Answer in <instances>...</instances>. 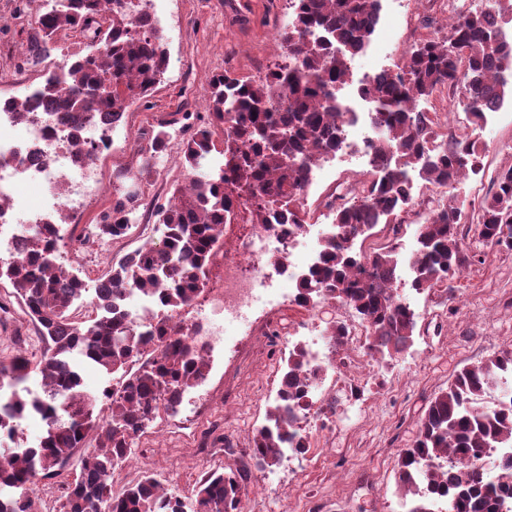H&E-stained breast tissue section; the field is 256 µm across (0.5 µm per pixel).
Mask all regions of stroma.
<instances>
[{
  "label": "stroma",
  "mask_w": 512,
  "mask_h": 512,
  "mask_svg": "<svg viewBox=\"0 0 512 512\" xmlns=\"http://www.w3.org/2000/svg\"><path fill=\"white\" fill-rule=\"evenodd\" d=\"M460 5L475 10L481 2L380 0L371 42L350 62L352 80L367 70L400 65L415 43L442 35L445 17ZM160 6L168 69L147 99L128 109L111 152L97 157L107 191L80 217H69L68 237L57 255L58 263L85 279L103 276L145 241L137 224L118 240L89 233L90 225L112 205L116 172L139 169V130L186 112L206 114L215 73L259 78L275 63L278 35L292 20L289 0H160ZM38 10L37 0H0V30L8 34L0 42L1 99L21 96L25 88L45 80L43 72L29 70L19 53ZM471 134L482 152L483 167L468 174L456 192L465 199L466 220L472 224L480 202L493 190V177L512 167V100H505L487 125ZM370 176L365 166L324 164L302 199L311 223L325 222L330 195ZM183 181L179 152L174 149L165 169L139 183L141 210L150 212L166 203ZM465 243L477 260L453 283L457 302H449L441 288L414 294L413 346L391 360L372 357L376 374L390 392L371 399L367 416L353 408L343 420L313 427L309 450L273 469L251 459V438L266 421L298 324L309 320L315 334L326 336L333 319L350 312L349 306L334 300L327 310L310 315L283 306L266 357L253 359L251 336L234 337L232 345L209 356L205 377L184 393L180 414L159 413L137 439L134 450L148 456L147 467H116L114 490L147 471L188 501L209 471L245 468L249 479L243 512H403L396 484L398 457L413 443L430 401L464 366L512 347V251L490 249L474 231ZM43 349L11 287L0 286V360L20 350L37 358Z\"/></svg>",
  "instance_id": "35a3bbf8"
}]
</instances>
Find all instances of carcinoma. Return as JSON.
I'll use <instances>...</instances> for the list:
<instances>
[{
  "label": "carcinoma",
  "mask_w": 512,
  "mask_h": 512,
  "mask_svg": "<svg viewBox=\"0 0 512 512\" xmlns=\"http://www.w3.org/2000/svg\"><path fill=\"white\" fill-rule=\"evenodd\" d=\"M380 0H293V20L279 34L286 64L255 80L227 72L211 81L208 125L180 143L186 172L171 200L154 211L160 237L127 254L99 279L89 310L77 303L87 294L84 279L56 261L58 222L43 224L29 238L20 258L0 262V285L8 284L36 325L45 344L40 360L22 353L0 361V433L15 431L21 412L36 410L46 431L32 447L0 453V512H35L30 486L42 477L61 475L92 431L101 442L86 449L79 471L65 483V512H240L239 488L246 471H212L199 482L191 503L161 487L151 474L116 492L115 468L129 460L132 448L160 412L174 413L184 392L204 378L207 360L181 339L174 312L189 305L206 288L209 266L220 248L224 225L232 223L240 203L250 205L249 222L268 223L275 215L290 224L306 223L300 204L309 165L336 150L342 124V101L336 89L350 78V61L369 44ZM512 19V0H488V9L460 10L448 35L428 38L407 52L395 73L362 89L383 130L373 146L372 178L351 190L354 200L334 196L336 235L323 245L319 265L301 279L304 300L318 297L351 306L366 324L368 352L390 358L412 343L415 313L393 293L398 250L392 245L365 246L379 224L398 233L413 204L406 184L417 175L434 186L454 189L455 176L482 167L476 144L450 135L436 147L438 114L417 105L436 94L466 100V113L480 119L495 110L512 84V42L490 14ZM149 19L127 0H65L53 13H39L25 43L29 65L45 59L57 36L81 29L98 41L95 52L69 56L40 88L41 98L87 121L107 109L115 116L132 101L144 99L161 82L169 57L159 31L132 34ZM224 132L215 143L214 131ZM141 164L136 180L151 175L170 151L163 126L138 135ZM206 170L205 177L197 175ZM139 193L118 189L112 207L96 223L97 236L119 239L137 222ZM464 211L453 193L432 210L418 228V256L412 287L423 292L442 287L453 299V281L470 261L462 228ZM478 226L488 246L512 250V168L496 177V191L480 208ZM130 288L152 290L160 315L144 325L135 322L122 299ZM121 374L118 394L108 414L95 413L96 399L82 389L79 363ZM307 353H289L280 373L277 397L266 424L252 437V458L261 467L279 463L281 448L297 440L288 432V410L306 397L303 373ZM38 373L44 395L32 397L18 387ZM512 348L463 367L430 402L413 444L398 459L397 488L405 512H500L512 495V454L499 462L495 483L480 479L475 462L488 448H512ZM500 389L498 407L481 408L492 388ZM455 449L447 476L428 465Z\"/></svg>",
  "instance_id": "carcinoma-1"
}]
</instances>
